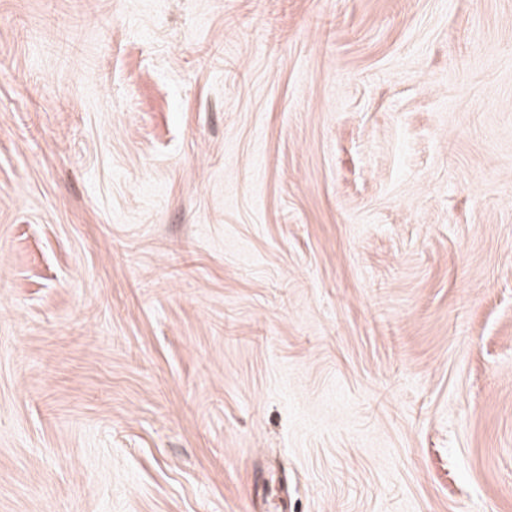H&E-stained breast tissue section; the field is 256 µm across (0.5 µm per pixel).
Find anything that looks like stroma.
Listing matches in <instances>:
<instances>
[{"instance_id": "obj_1", "label": "stroma", "mask_w": 512, "mask_h": 512, "mask_svg": "<svg viewBox=\"0 0 512 512\" xmlns=\"http://www.w3.org/2000/svg\"><path fill=\"white\" fill-rule=\"evenodd\" d=\"M0 512H512V0H0Z\"/></svg>"}]
</instances>
